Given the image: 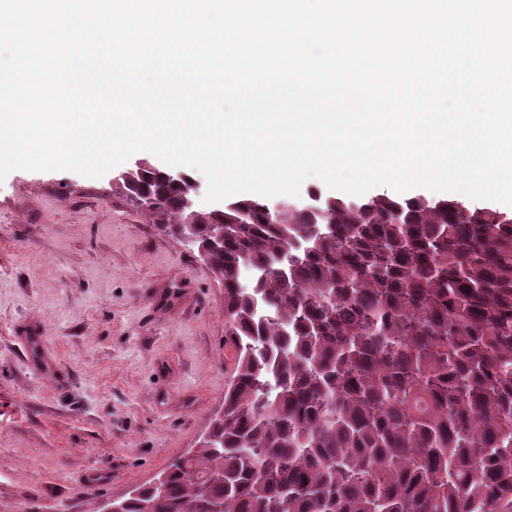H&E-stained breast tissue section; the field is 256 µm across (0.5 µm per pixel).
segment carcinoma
Listing matches in <instances>:
<instances>
[{"label": "carcinoma", "mask_w": 512, "mask_h": 512, "mask_svg": "<svg viewBox=\"0 0 512 512\" xmlns=\"http://www.w3.org/2000/svg\"><path fill=\"white\" fill-rule=\"evenodd\" d=\"M141 182L183 231L181 187ZM307 197L231 200L222 239L198 216L234 374L194 453L123 512H512V216Z\"/></svg>", "instance_id": "cac0c4a2"}]
</instances>
